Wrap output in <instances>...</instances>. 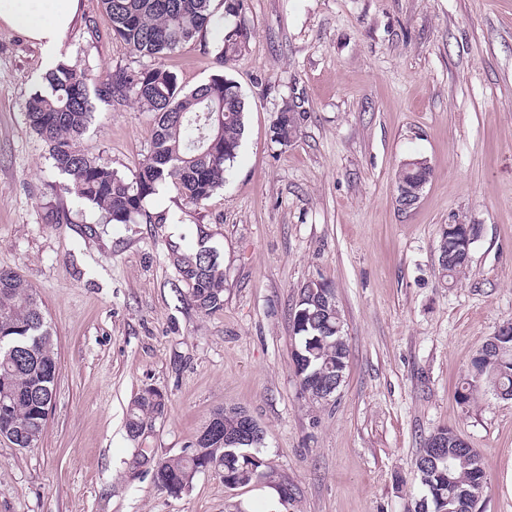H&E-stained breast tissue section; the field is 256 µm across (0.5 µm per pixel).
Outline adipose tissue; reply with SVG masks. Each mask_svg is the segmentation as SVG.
I'll return each mask as SVG.
<instances>
[{
  "label": "adipose tissue",
  "mask_w": 512,
  "mask_h": 512,
  "mask_svg": "<svg viewBox=\"0 0 512 512\" xmlns=\"http://www.w3.org/2000/svg\"><path fill=\"white\" fill-rule=\"evenodd\" d=\"M79 6L80 0H0V24L38 42L52 64Z\"/></svg>",
  "instance_id": "ef3b65f1"
}]
</instances>
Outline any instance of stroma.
<instances>
[{"mask_svg": "<svg viewBox=\"0 0 512 512\" xmlns=\"http://www.w3.org/2000/svg\"><path fill=\"white\" fill-rule=\"evenodd\" d=\"M212 8L215 25L162 63L184 91L221 76L246 100L223 188L195 207L161 186L149 219L94 232L90 206L46 197L60 174L23 112L47 65L0 25V268L33 287L60 367L40 442L0 436V512H405L441 428L479 455V512H512V400L456 398L512 320V0H244L248 41L223 61V0ZM60 59L99 77L152 64L100 0H81ZM287 102L304 117L283 146L272 126ZM156 125L135 101L101 103L81 147L130 180ZM416 157L432 173L404 211L396 177ZM52 204L72 223L52 222ZM451 224L476 228L452 281L438 264ZM202 237L224 268V305L208 315L174 292L170 260ZM312 281L333 288L349 351L326 401L292 367V313ZM148 388L166 408L134 438L127 414ZM234 407L263 429L273 479L230 489L205 471L175 499L136 465L141 448L189 453ZM274 481L287 504L269 503ZM480 352H477L476 356L472 359L468 377L465 378L460 388L457 389V399L460 404L467 405L471 402L474 396V389L471 388V382L475 380V376L482 372L484 368L489 369L492 363L489 365L488 357L491 359H497L496 354L486 353L482 356H478Z\"/></svg>", "mask_w": 512, "mask_h": 512, "instance_id": "stroma-1", "label": "stroma"}]
</instances>
